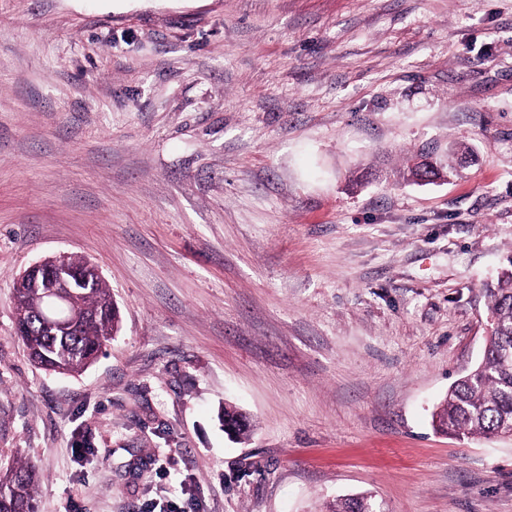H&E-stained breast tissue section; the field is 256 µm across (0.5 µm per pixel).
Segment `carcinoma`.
Returning a JSON list of instances; mask_svg holds the SVG:
<instances>
[{
    "label": "carcinoma",
    "instance_id": "obj_1",
    "mask_svg": "<svg viewBox=\"0 0 512 512\" xmlns=\"http://www.w3.org/2000/svg\"><path fill=\"white\" fill-rule=\"evenodd\" d=\"M496 283L486 285L491 335L481 361L456 380L432 415L438 431L464 437H491L512 427V257ZM72 271L86 278L81 289V305L90 316L78 330L53 336L44 328L28 332L20 339L32 360L43 369L79 373L91 364L119 330V311L109 304L112 289L81 257L69 259ZM15 305L31 311L41 305L40 289L28 285L15 289ZM222 420L236 427V435L247 432L249 422L235 407L226 405ZM37 492L34 462L19 460L0 474V512H33ZM376 502L369 492L340 498L328 512H369Z\"/></svg>",
    "mask_w": 512,
    "mask_h": 512
}]
</instances>
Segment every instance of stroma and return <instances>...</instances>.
Returning a JSON list of instances; mask_svg holds the SVG:
<instances>
[{
    "label": "stroma",
    "instance_id": "obj_1",
    "mask_svg": "<svg viewBox=\"0 0 512 512\" xmlns=\"http://www.w3.org/2000/svg\"><path fill=\"white\" fill-rule=\"evenodd\" d=\"M63 252L121 314L75 376L13 320ZM511 256L512 0H0V468L36 512H512V437L431 424ZM37 468L34 462L19 460L0 474V512H34ZM376 502L369 492L337 499L330 504L328 512H369Z\"/></svg>",
    "mask_w": 512,
    "mask_h": 512
}]
</instances>
